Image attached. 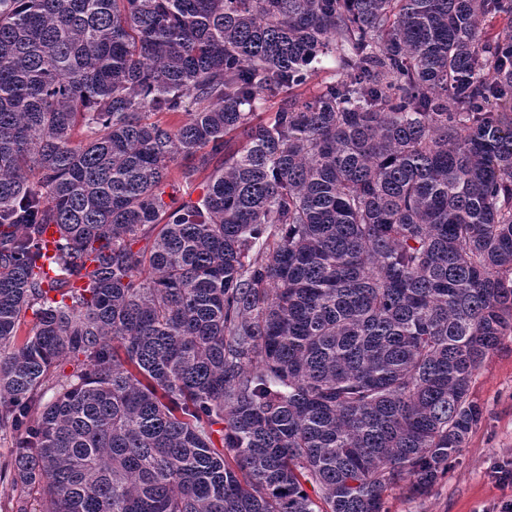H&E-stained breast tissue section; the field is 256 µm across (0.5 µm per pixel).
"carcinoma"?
<instances>
[{"label":"carcinoma","instance_id":"cac0c4a2","mask_svg":"<svg viewBox=\"0 0 512 512\" xmlns=\"http://www.w3.org/2000/svg\"><path fill=\"white\" fill-rule=\"evenodd\" d=\"M495 18L512 0H0L15 512H387L448 473L512 334ZM181 158L210 173L173 207ZM45 225L46 226L44 227L41 236V245L45 255V260L43 262V273L46 283L50 284L60 278V276L56 274L55 269L50 265L51 259H53V257H55L57 254L56 241L59 238V228L55 224Z\"/></svg>","mask_w":512,"mask_h":512}]
</instances>
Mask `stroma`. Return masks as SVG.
<instances>
[{"mask_svg": "<svg viewBox=\"0 0 512 512\" xmlns=\"http://www.w3.org/2000/svg\"><path fill=\"white\" fill-rule=\"evenodd\" d=\"M472 391L483 415L459 459L427 495L389 490L388 512H492L500 498L512 495V488H500L490 477L495 463L512 459V334L483 362Z\"/></svg>", "mask_w": 512, "mask_h": 512, "instance_id": "35a3bbf8", "label": "stroma"}]
</instances>
